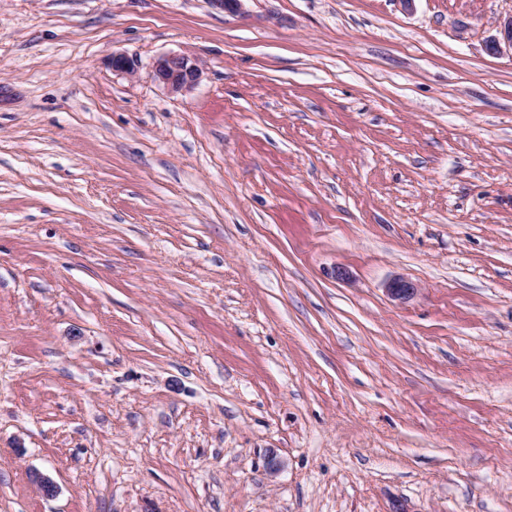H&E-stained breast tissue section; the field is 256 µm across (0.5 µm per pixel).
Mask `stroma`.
<instances>
[{
    "instance_id": "obj_1",
    "label": "stroma",
    "mask_w": 512,
    "mask_h": 512,
    "mask_svg": "<svg viewBox=\"0 0 512 512\" xmlns=\"http://www.w3.org/2000/svg\"><path fill=\"white\" fill-rule=\"evenodd\" d=\"M511 15L0 0V512H512ZM497 28L499 36L488 41L487 51L490 54H500L503 50L502 45L512 51V15L500 21ZM156 79L171 92L179 93L193 88L202 77L197 60L185 54L173 53L159 57L154 63Z\"/></svg>"
}]
</instances>
